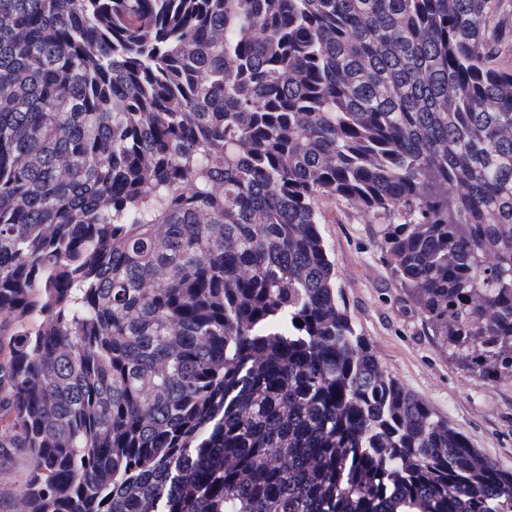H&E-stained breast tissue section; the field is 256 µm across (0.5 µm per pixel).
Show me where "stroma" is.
<instances>
[{
    "instance_id": "35a3bbf8",
    "label": "stroma",
    "mask_w": 512,
    "mask_h": 512,
    "mask_svg": "<svg viewBox=\"0 0 512 512\" xmlns=\"http://www.w3.org/2000/svg\"><path fill=\"white\" fill-rule=\"evenodd\" d=\"M323 212L336 282L384 368L472 447L512 465V383L475 381L439 349L378 248L370 216L344 201L326 203ZM27 472L23 452L0 462V512H12Z\"/></svg>"
}]
</instances>
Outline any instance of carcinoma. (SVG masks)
Instances as JSON below:
<instances>
[{"label":"carcinoma","instance_id":"cac0c4a2","mask_svg":"<svg viewBox=\"0 0 512 512\" xmlns=\"http://www.w3.org/2000/svg\"><path fill=\"white\" fill-rule=\"evenodd\" d=\"M498 2L0 0L13 512H512V468L357 332L320 207L512 380Z\"/></svg>","mask_w":512,"mask_h":512}]
</instances>
